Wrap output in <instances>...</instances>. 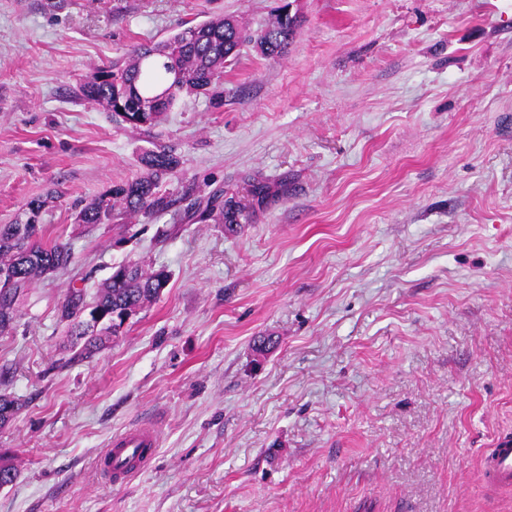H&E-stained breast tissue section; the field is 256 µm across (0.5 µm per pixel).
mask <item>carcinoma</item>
Segmentation results:
<instances>
[{"label": "carcinoma", "mask_w": 512, "mask_h": 512, "mask_svg": "<svg viewBox=\"0 0 512 512\" xmlns=\"http://www.w3.org/2000/svg\"><path fill=\"white\" fill-rule=\"evenodd\" d=\"M297 20L277 16L274 22L254 34H248L231 18H219L196 25H184L168 39L152 46L133 49L120 65L97 68L86 75L78 88V97L115 114L131 127L151 128L164 113L181 100L182 95L207 93L220 97L224 68L238 60L241 47L253 44L262 56L281 55L296 34ZM174 61L180 77L173 78L167 62ZM146 172L110 188L79 211L83 224H107L115 211L129 215L162 214L170 211L178 199L162 191L163 180L178 167L170 150L159 147L141 157ZM196 212L232 230L240 226L244 207L236 197L224 193L195 202ZM53 262L58 269L68 267L72 253L63 243L45 244L39 238L37 219L16 218L0 224V267L16 273L15 287L0 292V330L14 321L16 298L44 275L42 262ZM121 279L106 283L93 302L85 301L82 291H74L60 309V319L68 322L71 335L82 340L77 355L89 358L99 349L101 336L117 335L124 318L140 311L145 303L160 295L169 275L163 270L145 271L136 264H121ZM88 307L108 314L114 325L97 333L87 332L84 312ZM19 410L18 402L8 394L0 395V425Z\"/></svg>", "instance_id": "carcinoma-1"}]
</instances>
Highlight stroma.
Masks as SVG:
<instances>
[{
  "label": "stroma",
  "mask_w": 512,
  "mask_h": 512,
  "mask_svg": "<svg viewBox=\"0 0 512 512\" xmlns=\"http://www.w3.org/2000/svg\"><path fill=\"white\" fill-rule=\"evenodd\" d=\"M283 1L0 0V224L42 200L74 256L0 330V512H512L481 471L512 434V0H287L281 57L243 48L223 98L148 130L75 95L182 23L254 30ZM158 146L175 208L77 223ZM219 189L236 233L191 209ZM127 262L166 288L75 358L61 306ZM141 423L157 456L111 485L97 461Z\"/></svg>",
  "instance_id": "obj_1"
}]
</instances>
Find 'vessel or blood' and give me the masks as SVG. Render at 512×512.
I'll use <instances>...</instances> for the list:
<instances>
[{
  "label": "vessel or blood",
  "instance_id": "1",
  "mask_svg": "<svg viewBox=\"0 0 512 512\" xmlns=\"http://www.w3.org/2000/svg\"><path fill=\"white\" fill-rule=\"evenodd\" d=\"M158 437L153 427L140 425L116 435L98 460L112 483L121 484L139 474L154 457ZM486 482L494 487L512 485V437H501L483 459Z\"/></svg>",
  "mask_w": 512,
  "mask_h": 512
}]
</instances>
